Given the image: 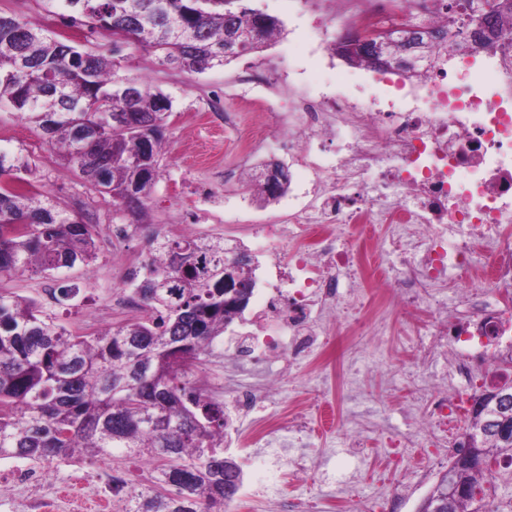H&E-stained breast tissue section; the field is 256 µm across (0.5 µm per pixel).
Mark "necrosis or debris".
Wrapping results in <instances>:
<instances>
[{
	"label": "necrosis or debris",
	"instance_id": "obj_1",
	"mask_svg": "<svg viewBox=\"0 0 512 512\" xmlns=\"http://www.w3.org/2000/svg\"><path fill=\"white\" fill-rule=\"evenodd\" d=\"M419 14L433 28L448 22L433 0H340L336 35L396 27ZM458 55L474 69L451 72L432 56L397 80L373 79L367 98L322 91L297 96L284 112L269 100L270 125L246 129L237 167L208 163L212 178L262 187L272 138L289 166L307 175L279 197L284 223L256 227L255 241L271 257L262 273L266 293L224 355L247 374L282 357L312 372L287 423L268 415L240 440L226 423L225 445L245 458L272 455L282 426L309 435L335 368L348 379L345 399L355 400L364 337L386 336L390 305L420 303L429 321L405 371L415 383L408 403L414 427L389 439L386 465L407 466L420 480L432 451L462 450L455 434L469 416L476 370L512 353L499 307L512 288V37L492 49L467 39ZM330 140L336 148H327ZM452 271L465 287L451 308L439 294ZM455 319L469 328L452 339ZM340 333L350 340L339 360L327 359ZM279 396L277 381L266 378L228 398L247 416Z\"/></svg>",
	"mask_w": 512,
	"mask_h": 512
}]
</instances>
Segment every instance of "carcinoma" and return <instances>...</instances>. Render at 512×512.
<instances>
[{"label": "carcinoma", "mask_w": 512, "mask_h": 512, "mask_svg": "<svg viewBox=\"0 0 512 512\" xmlns=\"http://www.w3.org/2000/svg\"><path fill=\"white\" fill-rule=\"evenodd\" d=\"M69 29L113 32L163 65L203 74L262 47L280 21L244 0H49ZM476 0H437L466 34ZM492 17H512V0H486ZM250 35L224 52L228 27ZM421 53H456L459 43L430 30ZM115 52L85 50L63 33L35 28L0 11V103L26 115L44 141L85 181L112 194L120 209L145 208L160 174L169 96L120 74ZM20 153L0 148V276L51 275L99 258L90 224L19 176ZM287 174L269 169L261 195L276 197ZM167 261L144 264L135 288L141 315L105 331L74 334L39 304L0 294V460L43 463L77 455L126 456L155 463L149 485L125 494V512H224L242 480L224 455V404L191 380L201 356L245 307L224 308V243L183 236L160 242ZM251 261L236 274L252 297ZM498 460L512 461V433L491 435ZM480 470L448 467L417 512H501L486 497L456 499L452 485L491 482Z\"/></svg>", "instance_id": "carcinoma-1"}]
</instances>
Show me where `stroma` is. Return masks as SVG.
<instances>
[{"instance_id": "1", "label": "stroma", "mask_w": 512, "mask_h": 512, "mask_svg": "<svg viewBox=\"0 0 512 512\" xmlns=\"http://www.w3.org/2000/svg\"><path fill=\"white\" fill-rule=\"evenodd\" d=\"M251 8L276 17L283 24L276 39L262 50L241 56L224 67L203 74L188 73L160 65L155 55L143 52L134 45L122 50L123 75L131 79L148 78L153 88L161 90L172 100V114L165 130L161 157V175L146 203L144 216L117 211L109 193L95 189L65 164L58 152L45 143L34 124L22 119L14 108L0 104V145L21 149L32 164L37 181L61 205L80 213L85 222L94 225L97 237H105L108 224L123 221L129 224L171 225L172 236H179L182 211L190 207V185L204 179L205 173L197 157L203 152H215L225 163L233 162L238 153L239 135L236 132L211 130L205 123H190V116L202 118L213 104L224 101L238 106L242 88L238 78L249 66L268 70L272 82L288 79L287 63L304 68L317 81L329 82L331 89H342L347 77L361 75L362 70L345 61H337L333 72H323L320 61L307 54L304 41L314 18L313 6L308 0H249ZM281 213L276 205L254 202L233 224L224 220L223 208H216L202 219L206 235L220 236L232 231L250 235L254 225L277 222ZM148 255L146 239L136 236L120 250H101L100 258L92 268L74 267L47 276L25 274L0 277V292L30 297L43 303L45 314L56 319L76 334L104 330L118 326L136 317V310L112 309L111 303L121 291L120 273L124 264L143 263ZM75 288L78 296L70 301L56 303L47 291L51 288ZM419 340L418 328L408 317H400L392 326L389 347H376L373 337H365L367 368L360 377L363 398L371 405L370 413L359 420L348 422L347 430L363 431L369 440V449L363 457L344 448L339 436H332L309 455L308 463L314 471H328L325 480H314L310 498L314 512H348L341 480L348 474L358 478V494L366 499L382 491L378 472L384 464L382 438L408 429V399L405 391L392 390L399 381L395 350L411 349ZM201 387L224 399L240 375L224 357L223 343H216L196 373ZM56 476L50 479L35 512H125L123 498L109 501L97 498L95 488L83 487L84 475L94 473L99 478L119 473L129 487L146 485L154 465L146 460L82 458L56 461ZM246 482H253L284 496L300 491L288 468L273 467L263 460L244 466Z\"/></svg>"}]
</instances>
